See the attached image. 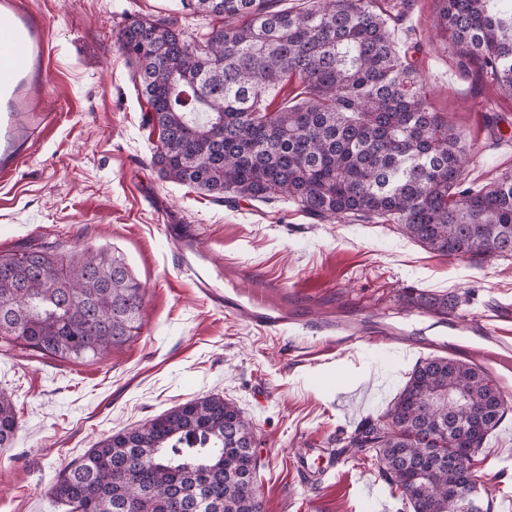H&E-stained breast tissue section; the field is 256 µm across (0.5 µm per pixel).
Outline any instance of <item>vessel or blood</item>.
Returning <instances> with one entry per match:
<instances>
[{"label":"vessel or blood","instance_id":"b4317fda","mask_svg":"<svg viewBox=\"0 0 512 512\" xmlns=\"http://www.w3.org/2000/svg\"><path fill=\"white\" fill-rule=\"evenodd\" d=\"M49 43L41 17L21 0H0V175L11 174L29 141L52 129L57 115L31 103L41 93L48 70ZM179 267L196 288L226 316L248 323L269 336H281L300 325L288 310L303 293L279 280L257 274L253 267L227 260L226 271L238 281L233 292H221L197 262L181 258Z\"/></svg>","mask_w":512,"mask_h":512}]
</instances>
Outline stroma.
Instances as JSON below:
<instances>
[{"label": "stroma", "mask_w": 512, "mask_h": 512, "mask_svg": "<svg viewBox=\"0 0 512 512\" xmlns=\"http://www.w3.org/2000/svg\"><path fill=\"white\" fill-rule=\"evenodd\" d=\"M388 2L432 108L448 114L470 148L467 181L512 171V95L478 63L459 67L436 25L435 0ZM25 3L50 33L43 104L60 120L0 181V251L42 245L76 256L107 245L125 257L145 296L138 335L100 360L60 359L0 338V392L19 421L12 446L0 448V512H68L50 495L60 469L101 439L210 394L234 402L253 427L264 512H412L373 462L341 447L362 419L386 410L417 361L489 352L500 359L492 370L508 410L473 469L491 512H512V353L496 337L461 332L401 302L410 293H452L457 315H497L512 331V264L477 267L431 253L391 224L320 222L279 199L229 206L162 179L151 164L158 132L145 121L118 31L133 16H171L193 41L222 18L194 14L182 0ZM173 224L197 230L193 245L212 257L220 286L232 285L226 258L259 264L304 289L316 320L349 310L393 324L402 345L366 341L327 354L301 331L258 334L207 304L180 272L175 255L184 243ZM301 455L310 470L293 468Z\"/></svg>", "instance_id": "1"}]
</instances>
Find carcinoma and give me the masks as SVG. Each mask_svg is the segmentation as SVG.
<instances>
[{
    "label": "carcinoma",
    "mask_w": 512,
    "mask_h": 512,
    "mask_svg": "<svg viewBox=\"0 0 512 512\" xmlns=\"http://www.w3.org/2000/svg\"><path fill=\"white\" fill-rule=\"evenodd\" d=\"M224 18L189 42L171 18L134 17L118 31L147 121L159 131V175L222 202L282 197L320 220L397 224L430 252L476 264L512 260V173L463 178L469 150L448 113L431 109L410 48L381 0H188ZM437 23L460 64L512 93V7L437 0ZM297 78L294 105L270 90ZM144 287L107 248L64 259L43 247L0 252V336L55 357L101 358L141 327ZM403 303L443 318L457 296ZM506 413L484 366L419 362L383 415L350 437L413 512H486L448 493V460L466 463ZM19 422L0 392V447ZM252 425L231 401L204 396L99 441L50 488L72 512H262Z\"/></svg>",
    "instance_id": "cac0c4a2"
}]
</instances>
